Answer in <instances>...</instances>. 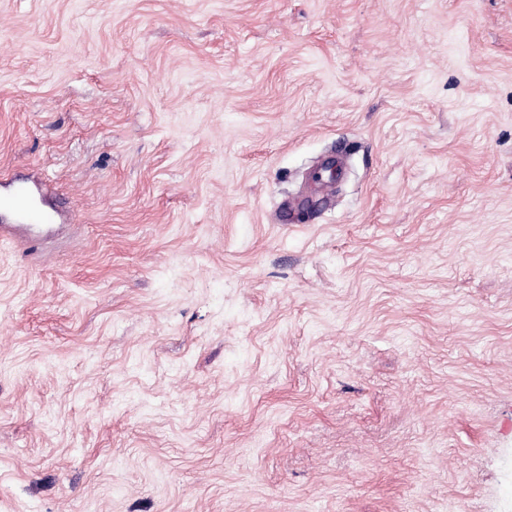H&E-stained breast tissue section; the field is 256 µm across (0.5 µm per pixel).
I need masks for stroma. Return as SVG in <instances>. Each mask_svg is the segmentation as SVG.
Masks as SVG:
<instances>
[{"instance_id": "35a3bbf8", "label": "stroma", "mask_w": 512, "mask_h": 512, "mask_svg": "<svg viewBox=\"0 0 512 512\" xmlns=\"http://www.w3.org/2000/svg\"><path fill=\"white\" fill-rule=\"evenodd\" d=\"M1 172L0 512H512V0H0ZM10 191L0 195V212H12L22 224L45 226L56 223L57 211L34 202L31 185L25 180H12L8 183Z\"/></svg>"}]
</instances>
